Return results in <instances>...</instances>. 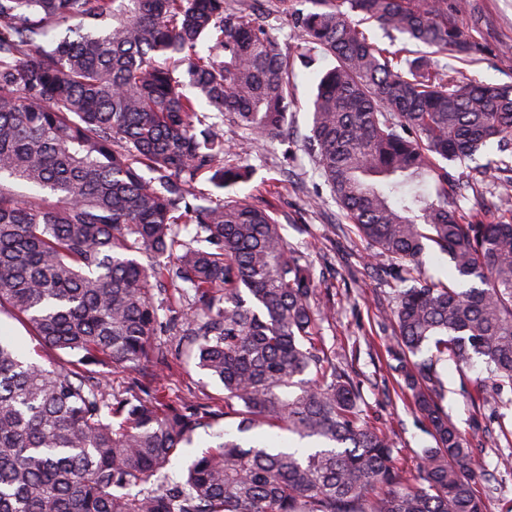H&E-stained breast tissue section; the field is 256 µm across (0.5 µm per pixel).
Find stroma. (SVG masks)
I'll list each match as a JSON object with an SVG mask.
<instances>
[{"instance_id": "obj_1", "label": "stroma", "mask_w": 512, "mask_h": 512, "mask_svg": "<svg viewBox=\"0 0 512 512\" xmlns=\"http://www.w3.org/2000/svg\"><path fill=\"white\" fill-rule=\"evenodd\" d=\"M478 7L479 21L471 30L474 40L484 47L478 64H468L453 52L434 47L427 48L426 53L435 63L454 68L459 78L512 83V0H478ZM255 18L279 28L280 43L289 49L292 105L287 135L273 144H255L249 158L254 173L248 182L215 191L203 176L198 186L212 191L220 200L247 199L269 205L283 224L289 244L312 252L315 275L328 285L336 310L334 318L322 324L325 344L339 361L348 364L362 388L372 421L393 430L398 441L396 465L402 476L418 481L422 451L432 445L433 438L427 424L414 412L409 397L401 394L398 376L386 365L394 336L381 328L378 318L389 305L390 288L383 276L367 265L363 239L355 230L339 227L338 209L330 190L316 174L304 147L311 126L309 104L315 92L316 72L327 62L321 59L314 68H304L293 47L294 35L283 19L264 11L256 12ZM153 342L167 354L168 366L157 382L167 399L177 403L197 397L205 402H221L222 386L198 367L189 352L178 349L175 337L160 335ZM439 369L448 387L443 406L461 430L501 424L512 430V405L496 417L474 407L466 398L476 379L485 377L483 364L451 362L440 364ZM507 456H512V446L504 443L497 447L489 444L477 452L476 489L486 512H512V468L499 465L500 458Z\"/></svg>"}]
</instances>
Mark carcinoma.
I'll list each match as a JSON object with an SVG mask.
<instances>
[{
	"mask_svg": "<svg viewBox=\"0 0 512 512\" xmlns=\"http://www.w3.org/2000/svg\"><path fill=\"white\" fill-rule=\"evenodd\" d=\"M291 2L270 7L305 62L333 60L305 150L393 285L389 367L435 442L422 482L401 478L395 435L370 423L325 347L335 307L313 255L267 209L197 188L205 172L216 189L252 174L224 166L219 123L197 105L241 127L243 152L286 133L277 29L241 0H0V310L67 356L48 368L0 335V512H485L473 444L512 430L462 431L437 366L481 360L479 407L512 392V178L491 215H466L450 197L478 178L456 184L448 165L512 154V85L462 81L412 50L478 55L462 26L474 0ZM358 17L402 47L371 41ZM435 250L446 282L426 270ZM161 332L220 382L223 404L107 390L93 367L164 365ZM223 418L237 433L170 478L177 450Z\"/></svg>",
	"mask_w": 512,
	"mask_h": 512,
	"instance_id": "1",
	"label": "carcinoma"
}]
</instances>
